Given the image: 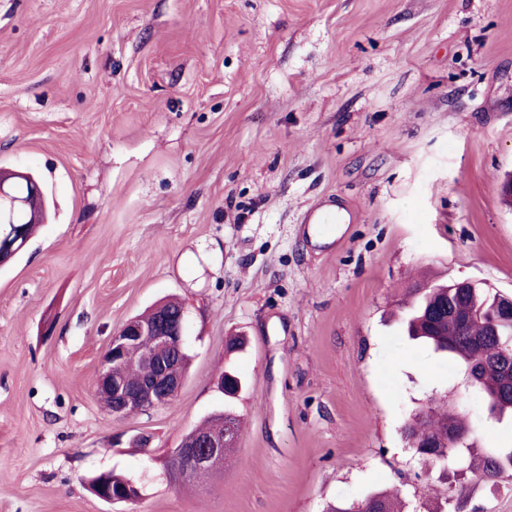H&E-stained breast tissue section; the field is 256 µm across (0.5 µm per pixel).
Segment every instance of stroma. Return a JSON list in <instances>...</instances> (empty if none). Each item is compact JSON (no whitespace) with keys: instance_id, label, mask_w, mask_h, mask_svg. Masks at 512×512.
Listing matches in <instances>:
<instances>
[{"instance_id":"1","label":"stroma","mask_w":512,"mask_h":512,"mask_svg":"<svg viewBox=\"0 0 512 512\" xmlns=\"http://www.w3.org/2000/svg\"><path fill=\"white\" fill-rule=\"evenodd\" d=\"M1 167L55 208L0 268V512H323L392 488L512 512V481L422 476L402 427L429 397L481 450L512 448V420L399 322L426 277L512 296V0H0ZM324 198L355 220L312 254L299 217ZM169 295L185 386L108 416L110 336ZM227 404L234 461L176 488L166 451ZM111 469L137 501L90 492Z\"/></svg>"}]
</instances>
